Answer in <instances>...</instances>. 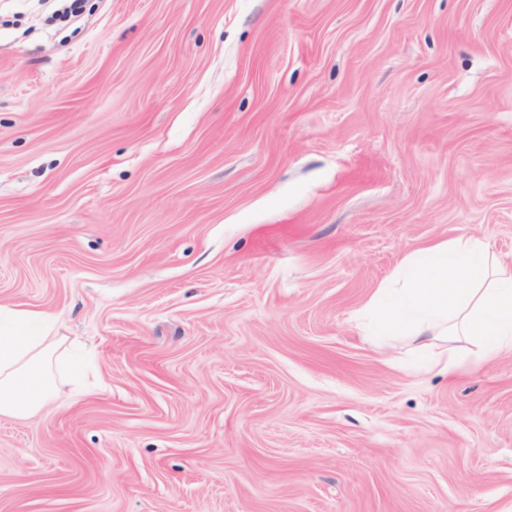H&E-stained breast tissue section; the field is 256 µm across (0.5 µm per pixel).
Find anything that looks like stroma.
I'll list each match as a JSON object with an SVG mask.
<instances>
[{
    "label": "stroma",
    "mask_w": 512,
    "mask_h": 512,
    "mask_svg": "<svg viewBox=\"0 0 512 512\" xmlns=\"http://www.w3.org/2000/svg\"><path fill=\"white\" fill-rule=\"evenodd\" d=\"M512 265V0H0V305L88 354L0 417V512H512V356L352 316Z\"/></svg>",
    "instance_id": "stroma-1"
}]
</instances>
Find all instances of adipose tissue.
I'll list each match as a JSON object with an SVG mask.
<instances>
[{"label": "adipose tissue", "instance_id": "1", "mask_svg": "<svg viewBox=\"0 0 512 512\" xmlns=\"http://www.w3.org/2000/svg\"><path fill=\"white\" fill-rule=\"evenodd\" d=\"M382 336H404L428 352V369L455 372L512 354V272L487 243L461 237L407 257L392 281L355 314ZM48 314L0 306V416L29 419L55 403L61 343ZM435 336L470 343L467 355L430 352Z\"/></svg>", "mask_w": 512, "mask_h": 512}]
</instances>
